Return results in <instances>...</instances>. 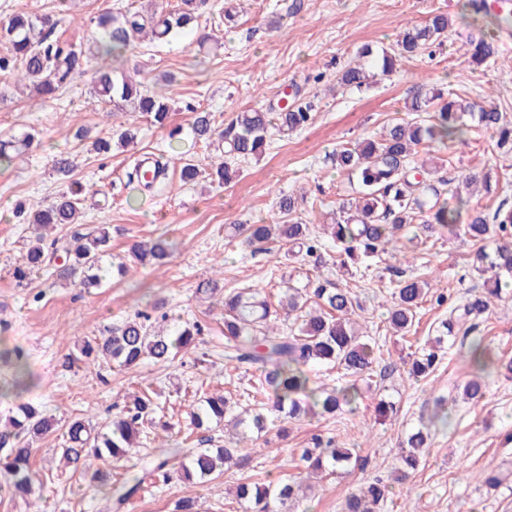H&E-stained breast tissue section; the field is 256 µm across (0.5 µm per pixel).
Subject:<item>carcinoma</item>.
I'll return each instance as SVG.
<instances>
[{"label":"carcinoma","mask_w":512,"mask_h":512,"mask_svg":"<svg viewBox=\"0 0 512 512\" xmlns=\"http://www.w3.org/2000/svg\"><path fill=\"white\" fill-rule=\"evenodd\" d=\"M209 0H182L181 7L166 11L162 7L147 13L129 10L98 17L97 30L90 34L88 50L61 48L51 39L58 23L52 15L32 17L15 13L0 23V38L6 39L10 52L0 56V72L10 73L29 86L44 100L51 99L74 74L81 72L94 60L102 61L96 72L94 86L98 102L111 104L122 112H138L156 125L163 126L170 115L168 97L149 94L143 89L140 71L123 68L128 53L135 48L138 36L151 35L163 39L174 30H184L205 10ZM451 26L445 13H436L423 24L405 28L388 48L375 50L367 45L338 74L337 83L358 92L373 86L378 76H388L397 63L409 61L433 46H440ZM500 56L498 40L485 35L473 43L471 64L479 67L494 62ZM313 101L296 90L289 105L275 117L260 110L236 113L230 124L221 129L211 112L190 107L193 138L209 145H219L222 155L210 163L211 174L218 184L233 179L237 170L232 159L261 155L267 145L270 128L281 133L295 132L311 124L314 118ZM407 117L386 126L375 137L346 143L332 154L336 170L348 179L353 196L342 199L336 211V222L331 228L332 244L345 256L341 266L364 264L392 253L402 238L409 234L413 246L422 245L434 234L454 232L463 226V233L479 244L472 258L478 274H488L483 280V296L457 305L450 311L452 318L440 325V334L434 344L414 358L408 373L418 379L430 375L439 363L440 348L457 335L467 338L475 328L473 320L489 310L493 300L501 297L502 277L512 275V208H499L493 218L472 209L466 224H461L462 209L468 200L456 197L452 206L440 201L441 187L450 181L439 177L431 183L425 177L426 163L415 161L418 149L430 144L443 148L452 143H464L469 132L481 129L495 138V147L502 153H512V121L492 101L477 104L459 94L440 88H420L404 103ZM34 135L26 134L9 141L0 140V169L6 170L22 158ZM128 184L152 190L158 178L145 180L140 165L127 173ZM82 185L60 193L46 207L28 211L24 204L16 206V216L25 224L35 225V238L15 269V276L23 279L28 273L40 270L64 253L56 275L69 279L80 275V285L92 288L101 285L107 270L103 258L111 242L110 227L100 225L85 233L75 231L65 246L57 247L53 240L51 250L43 246L42 230L50 226H69L78 218L87 201ZM298 201L293 195L282 196L277 205V222L273 224L233 225L235 236L247 248L263 249L276 244L294 257L322 258L329 249L315 230L296 217ZM426 217L424 223L417 220ZM171 244L164 239L138 244L131 248L132 264H123L119 273L128 274L138 266H162L167 263ZM316 298L317 310H307L309 299ZM439 306L447 301L442 292H434L429 284L416 277L397 281L390 292L385 322L394 335L404 336L414 327L418 310L428 299ZM224 359L245 366L258 376V387L252 394L251 406L233 416L232 423L239 432V440L248 434H261L268 429L267 412L290 422L305 418H323L340 412L351 415L359 408L360 392L356 383L342 387H328L318 383L314 375L325 369L340 368L346 377L369 379L373 365L381 358L378 344L358 336L355 331L356 310L359 303L346 288L320 284L312 290L288 287L278 307L262 296L258 288H234L224 294ZM294 317L293 328L279 331L280 316ZM200 323L186 321L167 332L155 330L150 316L138 313L112 328L106 336L85 339L77 345L80 359L92 363L107 362L121 370L139 367L145 361L166 364L183 351L194 346L202 335ZM13 362L10 381L0 384V397L19 396L29 387L28 373L20 354L15 350H0V360ZM469 362L477 376L463 386L468 400L484 396V376L500 367L512 372V359L507 361L492 353L480 341L469 344ZM231 409L230 398L212 393L200 400L189 412V425L203 428L210 422L221 423ZM162 411L149 391L125 397L118 414L100 426H92L82 419L66 424L64 447L60 448L66 465L83 474L87 488L94 490L112 478V465L121 461L145 424L156 423V413ZM54 429L53 420L43 416L33 406L23 403L8 418L5 430L0 431V447H8L0 456V471L10 481L0 485V493L27 501L38 507L36 491L44 483H35L30 466L31 440ZM429 428L420 426L407 434L401 449L402 468L396 480L402 481L415 471L420 458L429 447ZM235 448H198L187 460L179 459L181 450L163 448L150 461L149 467L132 481H125L117 489L115 508L122 509L154 477L169 479L173 461H178L176 472L184 480L214 483L224 471L238 464ZM352 449L343 448L316 435L312 447L301 450L299 461L309 473L326 477L345 469L352 462ZM301 487L294 481H265L241 483L235 499L250 512H278V506L288 502L300 503ZM389 486L377 480L358 492L348 493L342 512H379L387 501Z\"/></svg>","instance_id":"cac0c4a2"}]
</instances>
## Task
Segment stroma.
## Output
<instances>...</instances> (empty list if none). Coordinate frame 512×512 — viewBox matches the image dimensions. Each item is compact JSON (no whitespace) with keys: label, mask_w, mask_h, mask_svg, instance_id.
Returning a JSON list of instances; mask_svg holds the SVG:
<instances>
[{"label":"stroma","mask_w":512,"mask_h":512,"mask_svg":"<svg viewBox=\"0 0 512 512\" xmlns=\"http://www.w3.org/2000/svg\"><path fill=\"white\" fill-rule=\"evenodd\" d=\"M463 2L242 0L233 21L203 13L194 29L173 33L163 43L142 41L128 60L142 71L147 89L168 90L173 98L163 127L125 112L111 114L94 97L90 69L48 103L0 75V139L26 132L36 136L24 160L0 171V205L20 201L43 207L76 180L100 191L87 202L81 222L87 227L111 225L113 260H122L133 244L162 235L176 245L166 265L138 269L98 288L81 287L78 279H60L47 270L34 272L21 284L13 270L33 227L8 215L0 218V320L7 323L0 342L22 353L32 381L24 401L54 418L59 429L73 417L97 426L110 419L112 406L122 403L127 393L149 385L161 391L163 406L175 413L177 422L170 430H144L139 448L122 460L116 479L139 473L159 446L187 453L201 447L199 436L186 434L189 407L214 390L247 393L255 384L253 374L225 368L222 307L216 297L197 293L202 281L218 279L227 290L258 286L274 302L287 284L301 288L316 279L340 283L357 295L361 330L383 351L373 390L356 415L295 421L282 432L270 429L256 444L242 445L239 454L245 465L226 470L221 483L203 485L177 477L159 481L135 495L123 512H176L177 503L187 497L199 501L201 512H243L233 495L236 485L299 479L303 470L297 451L318 433L354 449L356 459L343 473L316 483L311 512H341L346 493L378 479L391 485L383 512H403L407 506L414 512H512V483L495 488L475 478L481 471L512 470V378L492 374L482 399L459 401L458 388L472 369L466 348L458 344L445 347L427 379L413 380L404 371L403 358L421 352L435 336L448 316L447 307L424 303L415 327L401 338L387 332L384 323L391 279L384 266L348 275L330 256L317 264L281 249L255 253L224 238L226 225L271 221L276 200L284 194H303L298 215L304 223L315 228L333 223L348 187L331 163L332 151L374 136L392 119L403 117L405 100L422 83L451 87L476 102L492 96L512 120V67L469 66L471 44L482 37L487 21L462 20ZM129 8L149 10V0H73L54 36L63 46L79 47L100 14ZM436 12L453 21L442 49L402 62L366 93L337 86L338 71L362 46H389L405 26L422 23ZM203 34L212 40L202 47L198 38ZM298 89L315 96L310 126L285 136L272 134L260 158L237 161L239 174L228 184L205 178L182 181L180 159L204 165L215 154L194 142L188 107L214 113L226 124L245 110L278 111L285 93ZM130 123L138 129L134 144L113 146L107 154L95 150L96 139L111 137L113 128ZM492 150L490 134L478 131L466 144L423 149L419 156L441 158L440 174L447 179L490 173L496 191L474 194L470 204L491 216L498 207H512V155L496 156ZM144 153L176 159L166 184L147 192L128 184L125 176ZM60 154L74 164L71 179L54 170L53 160ZM475 250L468 237L447 234L415 251L410 271L463 303L482 288L481 277L471 268ZM138 311L155 323L164 317L200 321L204 333L198 351L206 354V363H195L190 353L166 365L148 362L133 370L71 363L77 341L106 334ZM474 336L512 358V298L490 308ZM381 393L396 407L383 420L375 412ZM441 395L456 400L447 426L431 427L429 454L406 480L394 482L406 432L429 420ZM59 446L58 433L33 443L32 467L47 482L43 512H113L111 484L87 493L84 479L61 466Z\"/></svg>","instance_id":"obj_1"}]
</instances>
